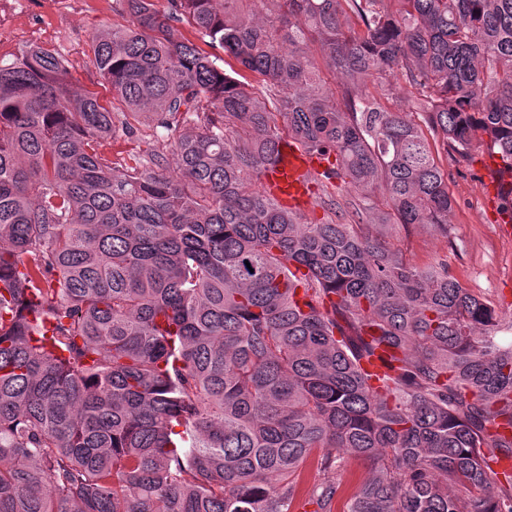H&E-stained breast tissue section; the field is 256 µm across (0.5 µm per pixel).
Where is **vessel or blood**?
<instances>
[{
	"instance_id": "vessel-or-blood-1",
	"label": "vessel or blood",
	"mask_w": 512,
	"mask_h": 512,
	"mask_svg": "<svg viewBox=\"0 0 512 512\" xmlns=\"http://www.w3.org/2000/svg\"><path fill=\"white\" fill-rule=\"evenodd\" d=\"M481 166L493 198L501 204L512 202V171L490 155L482 159ZM326 167L321 156L303 151L294 142L282 143L277 160L261 176V189L287 209L306 210L314 203L313 177Z\"/></svg>"
}]
</instances>
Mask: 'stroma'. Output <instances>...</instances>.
<instances>
[{
    "label": "stroma",
    "instance_id": "obj_1",
    "mask_svg": "<svg viewBox=\"0 0 512 512\" xmlns=\"http://www.w3.org/2000/svg\"><path fill=\"white\" fill-rule=\"evenodd\" d=\"M120 0H0V60L11 59L31 44L61 54L78 91H90L121 111L110 87L92 64L91 40L98 28L124 24ZM109 158L132 166L151 155L173 165L171 147L162 133L139 124L132 136H119L101 146ZM448 173L454 206L448 213V233L428 232L422 225L393 224L385 242L401 248L406 260L423 267L436 257L448 259L451 274L473 294L492 304L500 315L504 339H512V232L496 220L479 159L441 157Z\"/></svg>",
    "mask_w": 512,
    "mask_h": 512
}]
</instances>
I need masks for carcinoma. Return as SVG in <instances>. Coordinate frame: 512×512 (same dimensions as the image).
Masks as SVG:
<instances>
[{"mask_svg":"<svg viewBox=\"0 0 512 512\" xmlns=\"http://www.w3.org/2000/svg\"><path fill=\"white\" fill-rule=\"evenodd\" d=\"M120 2L91 44L120 121L58 53L0 60V512H291L311 457L334 512L341 454L372 468L343 512H512V342L377 231L448 229L436 145L512 170V0ZM400 79L420 123L369 90ZM143 118L174 169L98 152ZM288 138L359 192L351 223L255 187Z\"/></svg>","mask_w":512,"mask_h":512,"instance_id":"carcinoma-1","label":"carcinoma"}]
</instances>
